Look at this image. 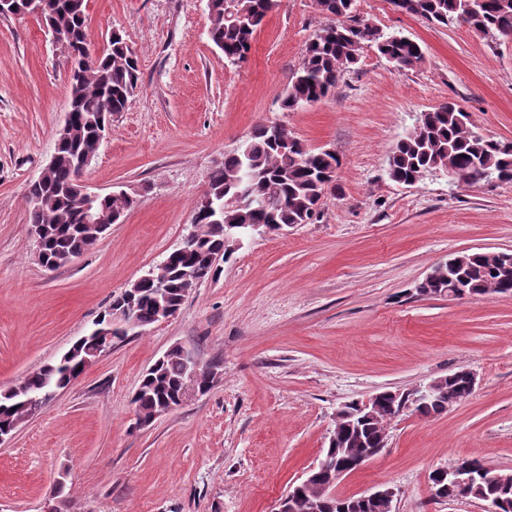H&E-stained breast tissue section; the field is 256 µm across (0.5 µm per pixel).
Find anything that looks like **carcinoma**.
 I'll use <instances>...</instances> for the list:
<instances>
[{"label":"carcinoma","mask_w":512,"mask_h":512,"mask_svg":"<svg viewBox=\"0 0 512 512\" xmlns=\"http://www.w3.org/2000/svg\"><path fill=\"white\" fill-rule=\"evenodd\" d=\"M235 13L227 12V0H208L211 16L209 37L229 62L248 58L252 42L265 19L280 0H233ZM399 11L430 22L448 24L456 17L479 33L495 32L512 38V0H390ZM35 17L47 28L66 34L69 53L82 52L88 45L85 0H38ZM320 14L328 19L305 48L304 60L282 98V107L297 111L326 98L337 86L341 74L357 63L366 46L376 47L380 56L404 71L424 62L421 45L403 36L384 35L378 27L357 14L356 0H315ZM139 81L136 58L119 32L109 37L108 47L94 62L91 76L78 86H70L71 135L55 143V160L49 173L29 186L26 203L30 224L43 229L42 250L46 258H78L94 244L93 230L83 224L81 202L72 193L75 180L73 159L76 153L95 143L106 133L107 116L125 111ZM339 166L335 154L313 151L280 127L272 132L268 124L253 133L211 171L204 195L224 208L223 219L214 223L203 217V229L184 252H171L158 268L156 278L137 289L134 315L147 326L165 318L164 312H177L185 302L186 277L190 273L208 275L209 257L224 251V230L231 224H261L292 227L307 224L315 214L333 182ZM459 171L465 183L476 185L490 178L512 183V143L488 137L475 129L469 114L458 105L446 102L427 112L422 126L403 136L392 150L388 174L398 184L413 186L427 174L439 170ZM136 204L132 200L101 198L99 210L117 219L124 218ZM499 284V293L512 294V276L507 278L495 252H470L459 255L457 268L436 265L427 277L423 294L437 297L455 282L466 295L490 293L489 283ZM109 311L95 322L108 332H91L78 339L58 360L28 375L23 391L12 387L0 390V433L12 430L13 423L27 412L30 399L50 391L67 388L81 371L83 357L92 351L112 346L127 333L112 328ZM186 376L181 347L175 346L159 357L142 375L133 397L135 414L152 419L179 405ZM472 395L462 369L448 374L435 399L419 404L414 412L433 417L448 411V403H460ZM398 402L383 394L370 418L357 428L338 416L323 449L329 469L320 472L310 485H296L287 493L291 512H385L379 502L352 508L355 497L343 501L320 493L336 466L351 460L363 445L386 436L389 422L400 414ZM482 500L497 497L512 512V472L491 469L488 479L468 492Z\"/></svg>","instance_id":"1"}]
</instances>
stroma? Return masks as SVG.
<instances>
[{"label":"stroma","instance_id":"1","mask_svg":"<svg viewBox=\"0 0 512 512\" xmlns=\"http://www.w3.org/2000/svg\"><path fill=\"white\" fill-rule=\"evenodd\" d=\"M208 0H87L86 32L120 31L139 63L84 179L122 186L136 207L72 264L43 268L25 195L54 153L69 106L67 53L32 16L0 17V388L55 361L113 299L182 242L225 152L277 123L339 159L310 223L245 243L181 310L115 342L0 444V512H42L65 481V512H274L322 455L337 409L464 367L473 394L447 412L405 415L387 445L336 487L396 491L393 512H484L437 499L430 473L462 457L512 471V296L427 297L418 285L460 252L512 251V184L389 179L388 158L422 112L454 102L512 141V41L433 24L390 0H357L387 33L419 42L397 70L364 48L336 89L303 110L281 98L325 23L314 0H281L246 62L211 42ZM218 375L205 393L138 426L140 378L171 347Z\"/></svg>","mask_w":512,"mask_h":512}]
</instances>
